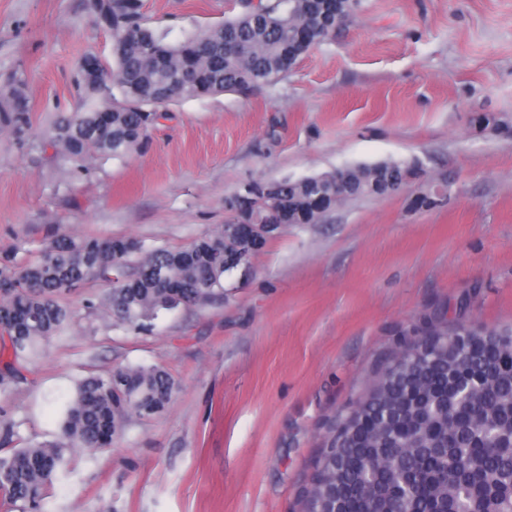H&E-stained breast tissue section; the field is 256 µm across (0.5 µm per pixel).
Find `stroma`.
I'll use <instances>...</instances> for the list:
<instances>
[{"mask_svg": "<svg viewBox=\"0 0 512 512\" xmlns=\"http://www.w3.org/2000/svg\"><path fill=\"white\" fill-rule=\"evenodd\" d=\"M169 40L223 22L231 0H144ZM112 56L92 0H0V89L21 76L34 144L0 133V255L57 237L143 250L215 234L256 181L416 162L394 194L347 197L291 224L224 279L223 295L146 329L67 295L75 324L22 369L4 406L13 447L60 436L59 396L87 376L159 367L165 409L126 414L111 447L79 448L49 512H297L324 423L364 392L422 320L512 323V0H357L327 41L259 89L167 104L149 141L88 172L37 149L76 112L87 54ZM432 197L430 206L419 197Z\"/></svg>", "mask_w": 512, "mask_h": 512, "instance_id": "35a3bbf8", "label": "stroma"}]
</instances>
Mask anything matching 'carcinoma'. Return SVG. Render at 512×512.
<instances>
[{
    "label": "carcinoma",
    "instance_id": "obj_1",
    "mask_svg": "<svg viewBox=\"0 0 512 512\" xmlns=\"http://www.w3.org/2000/svg\"><path fill=\"white\" fill-rule=\"evenodd\" d=\"M356 0H236L240 11L224 23L167 41L147 25L142 0H99V22L112 32V59L91 54L99 82L77 89L92 102L85 112L62 113L55 135L39 144L75 168L99 155L121 158L144 143L163 118L166 102L259 88L286 74L352 13ZM112 100V111L94 102ZM31 117L23 81L0 90V131L29 138ZM414 165L358 167L352 195L373 194L382 178L417 176ZM336 174L314 181L284 180L261 197L262 221L281 213L289 224H314L335 207ZM251 247L220 232L178 249L141 247L124 237L61 236L25 266L0 260V394L21 379L28 361L70 328L62 297L86 281L108 286L101 305L139 327L180 306L224 293V254ZM423 353L399 343L375 367L365 392L326 423L323 446L300 492L301 512H383L406 489V512H512V447L490 442L512 434V326L473 328L462 343L442 320L425 321ZM173 382L156 367L118 368L82 380L64 401L61 437L0 455V506L5 512H44L46 491L69 470V453L107 448L117 420L149 418L170 401Z\"/></svg>",
    "mask_w": 512,
    "mask_h": 512
}]
</instances>
